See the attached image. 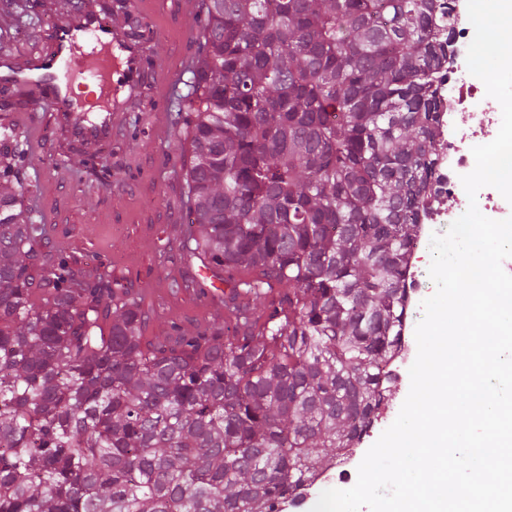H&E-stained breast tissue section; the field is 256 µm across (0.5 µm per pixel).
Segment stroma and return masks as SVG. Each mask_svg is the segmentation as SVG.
Returning a JSON list of instances; mask_svg holds the SVG:
<instances>
[{"mask_svg":"<svg viewBox=\"0 0 512 512\" xmlns=\"http://www.w3.org/2000/svg\"><path fill=\"white\" fill-rule=\"evenodd\" d=\"M161 16L153 19L155 38L148 54L158 58L156 70L146 71L141 114L125 112L123 121L104 150L100 163L112 175L102 183L90 175L81 160L86 146L69 143L66 133L51 122L49 112L35 107L18 87L0 83V97L23 112L19 136L39 128L45 147L28 153L23 169V201L29 223L49 229L45 250H65L90 277L106 275L113 287L141 298L147 336L167 335L178 326L192 331L223 318L224 301L193 290L192 280L210 275L200 260L180 255L179 240L187 224V187L184 172L191 161V131L182 116L191 93V71L170 83L154 84L155 71L195 57L201 32L185 34L192 10H204L203 0H165ZM55 12L36 7L25 19L0 15V50L39 48ZM140 117L144 135L130 138L129 124Z\"/></svg>","mask_w":512,"mask_h":512,"instance_id":"1","label":"stroma"}]
</instances>
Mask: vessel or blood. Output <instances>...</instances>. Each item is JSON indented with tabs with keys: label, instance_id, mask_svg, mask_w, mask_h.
<instances>
[{
	"label": "vessel or blood",
	"instance_id": "1",
	"mask_svg": "<svg viewBox=\"0 0 512 512\" xmlns=\"http://www.w3.org/2000/svg\"><path fill=\"white\" fill-rule=\"evenodd\" d=\"M144 53L143 40L131 38L124 25L82 0L51 26L41 49L1 52L0 79L45 101L53 122L65 127L71 143L101 146L110 142L129 98L142 88ZM65 65L92 71L101 96L112 101L111 110L86 118L70 89L60 82Z\"/></svg>",
	"mask_w": 512,
	"mask_h": 512
}]
</instances>
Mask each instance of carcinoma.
<instances>
[{"mask_svg": "<svg viewBox=\"0 0 512 512\" xmlns=\"http://www.w3.org/2000/svg\"><path fill=\"white\" fill-rule=\"evenodd\" d=\"M448 0H206L182 249L224 320L144 336L42 253L0 131V512H281L351 447L400 340Z\"/></svg>", "mask_w": 512, "mask_h": 512, "instance_id": "cac0c4a2", "label": "carcinoma"}]
</instances>
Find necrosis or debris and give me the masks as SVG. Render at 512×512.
I'll use <instances>...</instances> for the list:
<instances>
[{
  "label": "necrosis or debris",
  "instance_id": "obj_1",
  "mask_svg": "<svg viewBox=\"0 0 512 512\" xmlns=\"http://www.w3.org/2000/svg\"><path fill=\"white\" fill-rule=\"evenodd\" d=\"M454 27V54L444 63L441 93L447 109L439 117V143L436 152L440 178L429 190L421 213L417 237L407 255L405 307L420 309L424 299L426 269L433 234L452 223L468 208V197L458 180L461 172L472 171L475 159L472 148L491 142L501 125L499 103L487 96L484 84L471 79L465 63L471 42L472 25L468 18L467 0L451 2ZM401 342L382 369L388 389L400 391L410 383L409 364L414 354L410 321H403ZM361 446L342 452L327 470L306 480L301 491L310 495L320 484L352 481L362 460Z\"/></svg>",
  "mask_w": 512,
  "mask_h": 512
}]
</instances>
